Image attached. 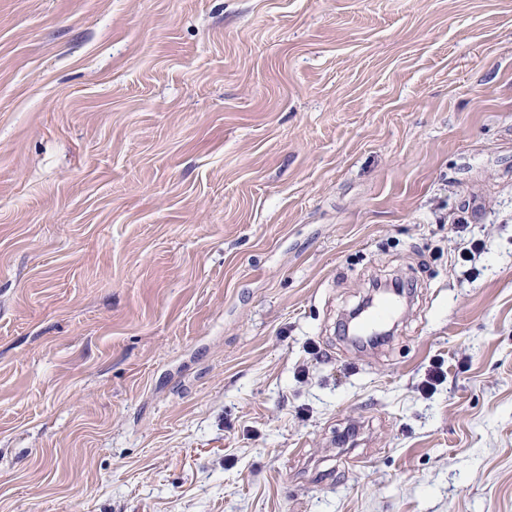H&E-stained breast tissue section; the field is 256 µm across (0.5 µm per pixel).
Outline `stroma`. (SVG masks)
Here are the masks:
<instances>
[{
    "instance_id": "obj_1",
    "label": "stroma",
    "mask_w": 512,
    "mask_h": 512,
    "mask_svg": "<svg viewBox=\"0 0 512 512\" xmlns=\"http://www.w3.org/2000/svg\"><path fill=\"white\" fill-rule=\"evenodd\" d=\"M0 512H512V0H0Z\"/></svg>"
}]
</instances>
